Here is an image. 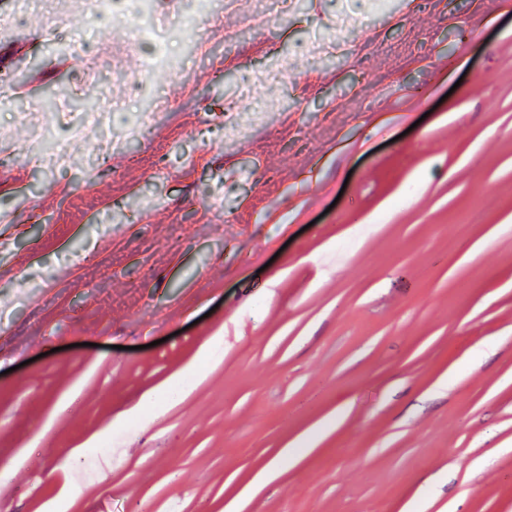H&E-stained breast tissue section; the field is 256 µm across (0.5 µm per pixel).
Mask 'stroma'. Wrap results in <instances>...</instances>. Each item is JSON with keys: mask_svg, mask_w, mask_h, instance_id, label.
I'll return each mask as SVG.
<instances>
[{"mask_svg": "<svg viewBox=\"0 0 512 512\" xmlns=\"http://www.w3.org/2000/svg\"><path fill=\"white\" fill-rule=\"evenodd\" d=\"M84 2L0 0L58 88L0 146L169 107L95 170L0 157V512H512V0H295L180 75L106 23L97 81L40 38Z\"/></svg>", "mask_w": 512, "mask_h": 512, "instance_id": "stroma-1", "label": "stroma"}]
</instances>
